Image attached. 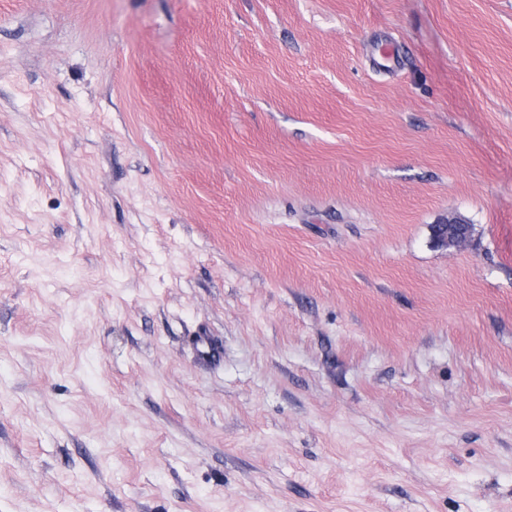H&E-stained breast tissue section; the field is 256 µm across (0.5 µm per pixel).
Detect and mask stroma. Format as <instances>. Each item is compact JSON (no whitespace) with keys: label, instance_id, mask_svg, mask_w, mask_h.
<instances>
[{"label":"stroma","instance_id":"obj_1","mask_svg":"<svg viewBox=\"0 0 512 512\" xmlns=\"http://www.w3.org/2000/svg\"><path fill=\"white\" fill-rule=\"evenodd\" d=\"M0 512H512V0H0ZM471 238V224L466 220L453 217L435 224L434 243L440 247L463 248Z\"/></svg>","mask_w":512,"mask_h":512}]
</instances>
